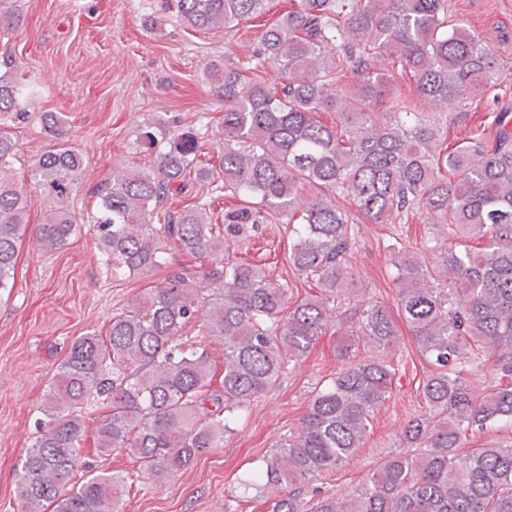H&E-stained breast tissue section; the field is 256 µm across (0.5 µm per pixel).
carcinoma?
<instances>
[{"label": "carcinoma", "mask_w": 512, "mask_h": 512, "mask_svg": "<svg viewBox=\"0 0 512 512\" xmlns=\"http://www.w3.org/2000/svg\"><path fill=\"white\" fill-rule=\"evenodd\" d=\"M265 2L176 0V8L186 28L229 30L257 17ZM20 22L16 6L0 0V32ZM267 63L277 66L281 85L253 77ZM398 75L419 97L456 112L442 119L415 111L393 83ZM204 76L224 100L218 165H199L202 142L160 120L137 137L155 167L94 190L104 264L165 276L112 316L106 333L70 345L22 462L20 512H122L124 476L74 480L82 412L91 404L106 410L95 433L99 452L127 451L139 463L137 476L155 483L224 442L229 415L266 393L356 292L353 218L339 196L372 224L423 211L450 230L432 265L402 249L393 258L399 315L427 364L428 416L405 430L407 452L387 457L353 493L324 496L313 509L299 490L276 494L317 480L361 448L372 414L392 392L398 326L385 306L360 298L351 315L377 355L358 359L344 346L343 367L316 393L298 431L263 457L244 486L267 497L269 512H512V444L460 451L469 432L512 423V382L478 394L462 376V359L477 350L512 376V116L500 112L490 133L477 127L465 143L445 146L466 107L495 90L492 45L466 28L452 0H288L249 60L209 61ZM35 90L34 80L4 61L0 117H23L21 104ZM320 112L336 113L339 126L319 121ZM41 121L55 144L35 162V178L53 206L31 231L27 191L10 174L18 143L0 126V291L14 287L27 232L51 252L76 225L65 200L78 188L85 157L65 140L57 113ZM191 179L240 204L224 210L222 224L211 223L205 202L169 209V198L186 192ZM306 187L321 195L304 200ZM284 216L297 225L288 260L317 289L291 307L288 282L270 279L264 264L224 257L225 240ZM459 238L477 246L463 247ZM172 243L194 264L172 265ZM189 326L200 340L184 336ZM206 338L224 345L220 376L201 347Z\"/></svg>", "instance_id": "cac0c4a2"}]
</instances>
